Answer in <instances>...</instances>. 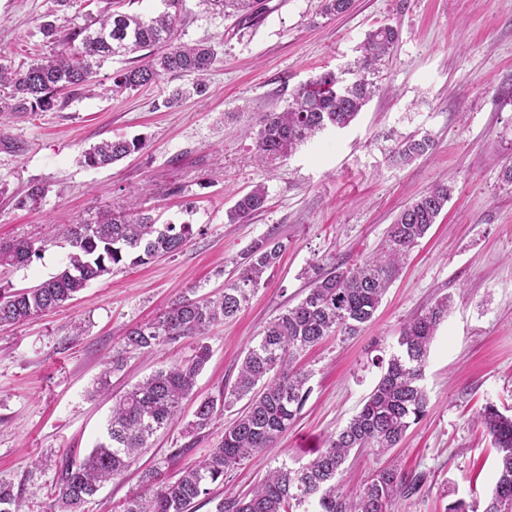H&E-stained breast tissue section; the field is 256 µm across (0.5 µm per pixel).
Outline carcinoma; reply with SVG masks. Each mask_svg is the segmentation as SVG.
I'll return each instance as SVG.
<instances>
[{"mask_svg": "<svg viewBox=\"0 0 512 512\" xmlns=\"http://www.w3.org/2000/svg\"><path fill=\"white\" fill-rule=\"evenodd\" d=\"M75 0H51L39 26L53 45L52 53L25 68L0 64V115L5 112H48L65 105L63 91H84L94 85L102 63L111 57L162 47L160 54L112 76V94L158 82L165 74L194 76L191 84L176 88L163 101L170 107L179 99L206 92L205 75L217 61L207 43L180 41L182 0H165L166 11L156 17L119 11L89 17L82 25H57V14ZM214 13L230 8L259 16L255 0H201ZM397 30L381 25L368 33L361 57L338 73L327 71L300 86L283 112L266 114L256 134L258 150L286 157L317 133L343 129L372 98L373 76L390 54ZM140 138L103 139L84 154L90 167L110 165L142 150ZM434 141L414 135L396 145L401 161L428 156ZM452 188L445 181L404 207L389 225L378 251L351 268L337 264L313 266L302 300L283 309L248 348L237 377L216 397L201 401L187 431L200 434L213 428L224 410L244 402L236 418L224 427L218 445L183 468L174 481L160 478L156 469L140 476V490L122 503V512H194L199 499L215 503L214 512H391L394 500L421 492L424 477H409L396 465L374 471L363 485L343 489L339 477L350 457L369 451L376 456L399 447L410 427L428 412L429 397L421 384L430 345L448 317L451 297L444 296L403 325L397 348L388 360H378L379 380L349 422L330 434L315 458L297 468L283 462L270 469L248 492L213 496L212 486L224 485V476L266 448L274 447L302 411L312 388L311 372L297 365L301 352L330 336L344 340L359 336L379 307L405 258L424 238L445 209ZM264 183L254 184L226 212L236 224L265 208ZM193 225L159 224L140 210L99 212L81 224L57 225V237L68 246L66 261L31 288L0 287V325H15L59 308L102 277L129 266L142 265L159 255L179 252L193 238ZM286 245L276 237L254 241L241 255L238 277L224 285L215 298L182 296L154 320L126 328L121 348L105 361L91 396L111 387V377L122 370L125 355L149 353L179 337L199 339L192 358L156 370L136 383L112 404L104 438L83 457L61 455L54 486L53 512H85V506L104 483L121 476L160 430L179 419L183 402L193 395L197 378L209 359L201 342L214 324L236 317L267 271L279 263ZM35 240L0 243V267L27 266L42 256ZM491 437L497 451L496 482L490 497L481 499L476 487L470 500L448 504L447 512H512V415L489 404L475 420ZM12 489L0 486V512H19Z\"/></svg>", "mask_w": 512, "mask_h": 512, "instance_id": "carcinoma-1", "label": "carcinoma"}]
</instances>
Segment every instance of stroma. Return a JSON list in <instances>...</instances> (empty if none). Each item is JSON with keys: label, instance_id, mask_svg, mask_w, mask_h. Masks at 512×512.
I'll return each mask as SVG.
<instances>
[{"label": "stroma", "instance_id": "35a3bbf8", "mask_svg": "<svg viewBox=\"0 0 512 512\" xmlns=\"http://www.w3.org/2000/svg\"><path fill=\"white\" fill-rule=\"evenodd\" d=\"M322 0H263L260 19L208 15L183 0L180 39L215 47L206 95L166 109L162 100L182 76L117 96L85 93L51 112L0 121V242L43 241L30 266L0 268V286L32 287L67 255L59 220L81 223L109 209L137 207L160 223L192 224L181 252L92 282L60 308L0 327V483L24 512H50L60 456L86 454L101 436L112 401L154 370L192 357L195 338L129 355L109 394L91 396L103 363L120 347L119 330L152 320L172 300L216 296L237 277L250 244L278 230L286 250L278 267L234 319L214 325L204 342L210 358L178 421L160 431L125 476L105 483L86 512H117L138 490L142 470L168 479L215 447V428L189 442L185 427L198 401L217 396L263 326L309 285L312 261L351 266L374 253L400 210L435 182L452 197L388 289L375 318L357 338H330L301 362L313 392L275 447L231 473L226 485L249 490L268 468L308 462L324 439L346 425L377 382L376 359L388 358L399 331L436 299L452 307L439 327L424 384L428 415L391 454L349 460L345 488L394 463L424 475L422 491L393 512H445L469 483L489 494L497 452L474 424L482 406L512 410V0H352L351 9L321 16ZM48 0H0V63L19 67L49 55L39 31ZM397 28L378 90L346 128L325 132L290 157L258 151L262 116L287 108L293 92L359 55L366 34ZM429 135L431 156L392 160L397 142ZM144 138L145 147L93 168L84 153L106 138ZM45 193L24 203L29 184ZM264 211L228 223L225 213L256 183ZM82 324L83 336L73 334Z\"/></svg>", "mask_w": 512, "mask_h": 512}]
</instances>
